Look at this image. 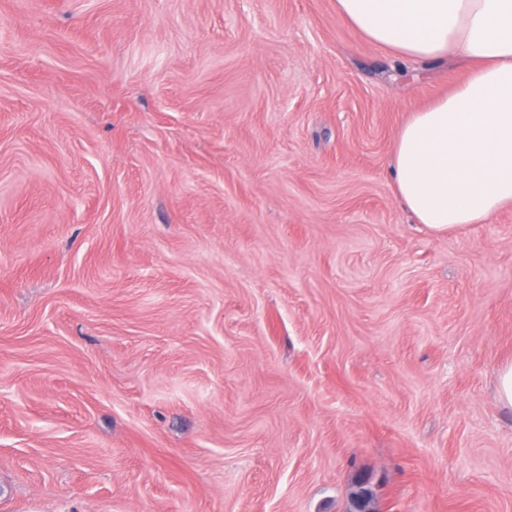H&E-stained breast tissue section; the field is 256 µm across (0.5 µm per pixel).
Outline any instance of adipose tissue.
<instances>
[{"label":"adipose tissue","instance_id":"adipose-tissue-1","mask_svg":"<svg viewBox=\"0 0 512 512\" xmlns=\"http://www.w3.org/2000/svg\"><path fill=\"white\" fill-rule=\"evenodd\" d=\"M336 12L396 58L467 65L397 137L391 177L417 221L457 231L512 203V0H336Z\"/></svg>","mask_w":512,"mask_h":512}]
</instances>
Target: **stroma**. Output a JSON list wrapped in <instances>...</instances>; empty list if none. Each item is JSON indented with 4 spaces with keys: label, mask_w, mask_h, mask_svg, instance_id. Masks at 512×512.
I'll return each mask as SVG.
<instances>
[{
    "label": "stroma",
    "mask_w": 512,
    "mask_h": 512,
    "mask_svg": "<svg viewBox=\"0 0 512 512\" xmlns=\"http://www.w3.org/2000/svg\"><path fill=\"white\" fill-rule=\"evenodd\" d=\"M336 0H0V512H512V205L389 174ZM495 396L502 409L512 412V362L503 364L497 370Z\"/></svg>",
    "instance_id": "1"
}]
</instances>
